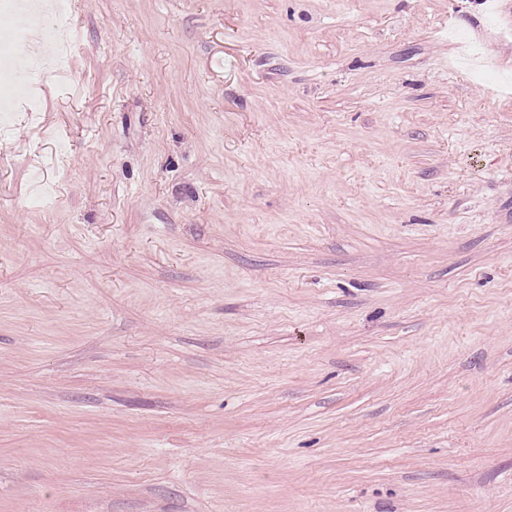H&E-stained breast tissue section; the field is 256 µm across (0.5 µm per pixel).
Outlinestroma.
I'll list each match as a JSON object with an SVG mask.
<instances>
[{"instance_id":"35a3bbf8","label":"stroma","mask_w":512,"mask_h":512,"mask_svg":"<svg viewBox=\"0 0 512 512\" xmlns=\"http://www.w3.org/2000/svg\"><path fill=\"white\" fill-rule=\"evenodd\" d=\"M65 3L0 512H512V0Z\"/></svg>"}]
</instances>
